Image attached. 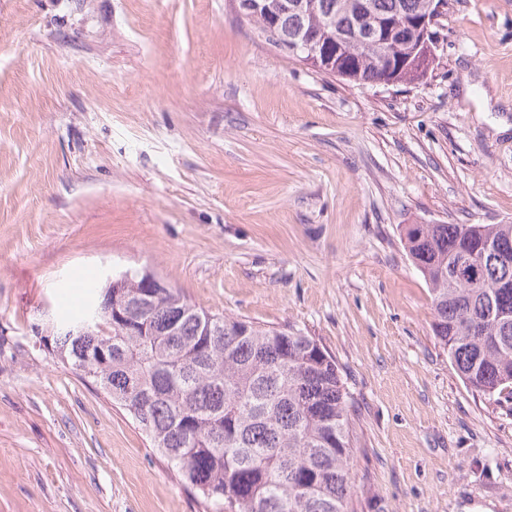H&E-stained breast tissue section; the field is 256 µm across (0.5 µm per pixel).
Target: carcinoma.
Returning <instances> with one entry per match:
<instances>
[{"instance_id":"1","label":"carcinoma","mask_w":512,"mask_h":512,"mask_svg":"<svg viewBox=\"0 0 512 512\" xmlns=\"http://www.w3.org/2000/svg\"><path fill=\"white\" fill-rule=\"evenodd\" d=\"M263 0L251 17L287 36L314 31V68L355 84L403 82L371 39L391 18L442 0ZM405 56L433 38L398 33ZM407 254L429 286L432 331L464 383L512 399V224H408ZM147 270L86 292L83 309L34 337L102 389L163 455L203 512H351L353 430L336 361L300 330L211 314Z\"/></svg>"}]
</instances>
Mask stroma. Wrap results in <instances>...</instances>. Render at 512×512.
Returning <instances> with one entry per match:
<instances>
[{
  "instance_id": "stroma-1",
  "label": "stroma",
  "mask_w": 512,
  "mask_h": 512,
  "mask_svg": "<svg viewBox=\"0 0 512 512\" xmlns=\"http://www.w3.org/2000/svg\"><path fill=\"white\" fill-rule=\"evenodd\" d=\"M432 31L423 78L356 85L230 0H0V512H202L33 337L112 269L320 340L354 512H512V401L464 384L400 235L512 224V0Z\"/></svg>"
}]
</instances>
